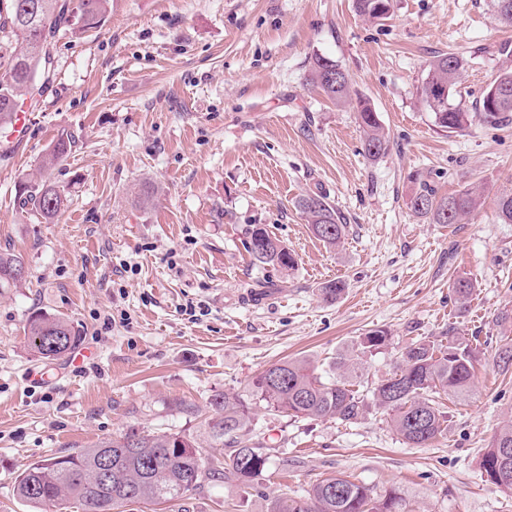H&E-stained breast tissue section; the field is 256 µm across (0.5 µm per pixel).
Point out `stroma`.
I'll return each mask as SVG.
<instances>
[{"instance_id":"35a3bbf8","label":"stroma","mask_w":512,"mask_h":512,"mask_svg":"<svg viewBox=\"0 0 512 512\" xmlns=\"http://www.w3.org/2000/svg\"><path fill=\"white\" fill-rule=\"evenodd\" d=\"M446 53L465 59L462 102L474 107L512 67V27L492 0H393L380 21L359 17L354 0H112L100 30L59 35L27 139L0 133V251L29 269L25 287L0 288V512H30L13 486L32 463L131 426L197 434L215 392H245L290 358L334 373L378 328L391 340L360 359L371 383L412 340L451 329L473 339L474 387L444 397L443 438L412 447L374 407L352 425L259 408L240 439L269 454L264 480L221 478L133 512H267L270 498L339 475L399 493L405 512H512V494L481 468L512 418V370L497 364L512 340V224L496 212L512 193V124H434L420 87ZM318 56L349 73L350 102L307 83ZM359 97L388 137L374 160ZM63 130L77 145L52 177L70 204L47 224L18 206L16 186ZM422 180L442 195L479 187L482 204L464 223H428L406 205ZM146 182L157 193L143 207ZM314 193L345 217L341 247L297 210ZM256 224L295 253L293 269L254 262ZM459 277L475 285L463 306ZM333 279L347 290L329 303L320 288ZM37 314L69 319L90 358L30 351Z\"/></svg>"}]
</instances>
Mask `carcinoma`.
Wrapping results in <instances>:
<instances>
[{"label": "carcinoma", "mask_w": 512, "mask_h": 512, "mask_svg": "<svg viewBox=\"0 0 512 512\" xmlns=\"http://www.w3.org/2000/svg\"><path fill=\"white\" fill-rule=\"evenodd\" d=\"M110 0H0V130L13 126L20 102L35 107L54 71V46L58 34H84L100 29ZM356 13L369 20L387 17L391 0H354ZM496 19L512 25V0H493ZM465 60L442 54L428 65L421 97L434 123L458 133L477 117L493 125L512 123V68L504 70L483 92L474 111L458 100V83ZM309 82L336 104L351 97L350 75L336 61L315 57ZM356 119L363 131L364 150L376 158L386 150V135L368 100L359 98ZM75 137L61 132L44 157L39 175L19 181L16 189L22 205L29 206L46 224H53L68 207L66 188L46 173L75 147ZM474 189L440 195L429 183L407 200L408 208L431 224H459L480 205ZM313 235L330 247L344 243V217L320 194L297 201ZM248 251L254 261L288 270L295 266L293 254L265 227L257 224L250 232ZM26 266L22 256L0 252V287H19L27 278L15 272ZM346 285L341 280L323 284L326 301L338 299ZM80 341L74 326L63 317L36 315L28 324L26 343L45 359L68 353ZM383 330L368 332L360 342L359 354H371L386 345ZM477 356L469 340L448 330V343L427 337L409 343L400 353L396 369L366 392L358 390L360 378L353 358L336 361L339 374L324 377L315 373L306 358L289 359L260 372L248 390V397L216 392L209 399L213 411L204 420L201 437L180 432L131 428L123 435L103 439L77 452L35 462L15 479L13 492L35 512H53L61 502L82 506L86 512H116L128 503L180 500L198 490L212 477L233 478L252 487L265 476L269 456L263 446L243 445L240 433L248 428L253 410L262 406L291 417L336 420L354 424L370 406L381 409L395 433L414 447H423L445 434L448 411L440 402L450 392L467 395L473 387ZM233 448L230 455L220 448ZM512 448V419L506 421L481 460V468L494 479L498 450ZM112 457V491L101 488L100 461ZM403 499L397 495L377 496L363 484L345 477H329L314 484L303 495L284 492L273 498L267 512H402Z\"/></svg>", "instance_id": "cac0c4a2"}]
</instances>
